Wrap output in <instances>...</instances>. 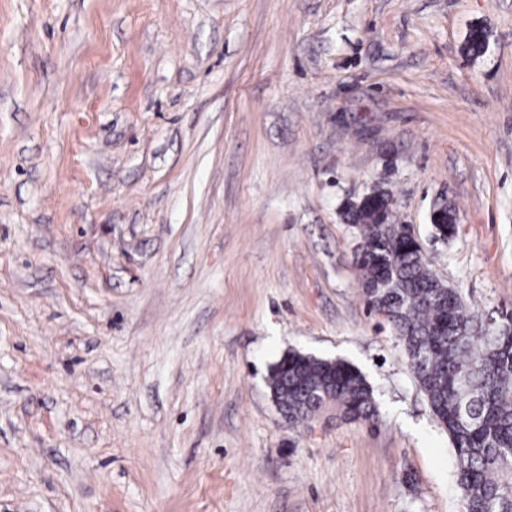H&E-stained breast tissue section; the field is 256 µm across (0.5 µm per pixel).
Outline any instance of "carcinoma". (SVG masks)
Listing matches in <instances>:
<instances>
[{
  "instance_id": "1",
  "label": "carcinoma",
  "mask_w": 512,
  "mask_h": 512,
  "mask_svg": "<svg viewBox=\"0 0 512 512\" xmlns=\"http://www.w3.org/2000/svg\"><path fill=\"white\" fill-rule=\"evenodd\" d=\"M488 37L474 28L466 51L485 52ZM433 235L446 241L457 214L443 208ZM359 228L356 263L370 310L385 317L403 341L410 368L457 457L463 512H512V307L475 311L438 279L409 225L396 223L392 201L374 190L344 212ZM269 387L293 421L334 404L349 420L372 421L373 392L343 361L289 353L277 362Z\"/></svg>"
}]
</instances>
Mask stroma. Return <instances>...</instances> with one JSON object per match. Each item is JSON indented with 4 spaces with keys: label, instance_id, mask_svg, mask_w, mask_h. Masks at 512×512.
<instances>
[{
    "label": "stroma",
    "instance_id": "35a3bbf8",
    "mask_svg": "<svg viewBox=\"0 0 512 512\" xmlns=\"http://www.w3.org/2000/svg\"><path fill=\"white\" fill-rule=\"evenodd\" d=\"M376 189L512 305V0H0V512H462L343 221ZM291 352L375 423L288 421ZM269 387L288 419L305 421L334 404L349 420L374 421L373 392L363 376L343 361L289 353L277 362Z\"/></svg>",
    "mask_w": 512,
    "mask_h": 512
}]
</instances>
